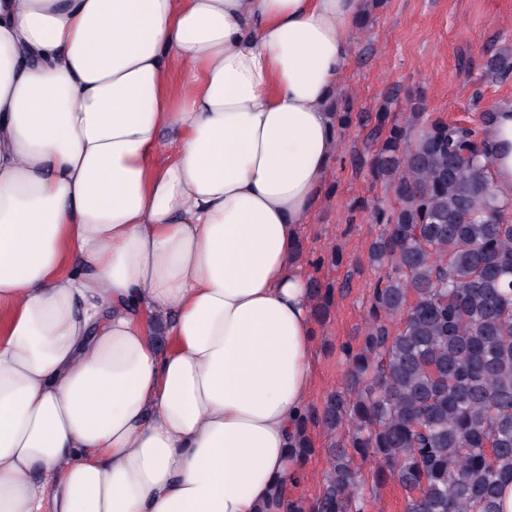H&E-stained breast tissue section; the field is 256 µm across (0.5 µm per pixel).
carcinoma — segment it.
Instances as JSON below:
<instances>
[{"instance_id":"carcinoma-1","label":"carcinoma","mask_w":512,"mask_h":512,"mask_svg":"<svg viewBox=\"0 0 512 512\" xmlns=\"http://www.w3.org/2000/svg\"><path fill=\"white\" fill-rule=\"evenodd\" d=\"M394 101L366 116L370 171L397 203L370 207L382 227L369 250L382 268L374 320L358 347H343L346 387L308 408L291 452L301 462L313 452L311 425L345 426L350 441L329 449L317 498L278 490L263 512H369L355 452L406 491L405 512H497L499 486L512 481V201L500 203L472 131L436 119L412 138L422 102L401 125L389 123ZM352 111L350 98L336 100L339 129ZM309 290L312 318H325L333 286L313 277Z\"/></svg>"}]
</instances>
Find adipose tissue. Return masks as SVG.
Listing matches in <instances>:
<instances>
[{
  "instance_id": "1",
  "label": "adipose tissue",
  "mask_w": 512,
  "mask_h": 512,
  "mask_svg": "<svg viewBox=\"0 0 512 512\" xmlns=\"http://www.w3.org/2000/svg\"><path fill=\"white\" fill-rule=\"evenodd\" d=\"M365 7L0 0V512H259L297 476L295 247ZM487 137L512 196L511 108Z\"/></svg>"
}]
</instances>
